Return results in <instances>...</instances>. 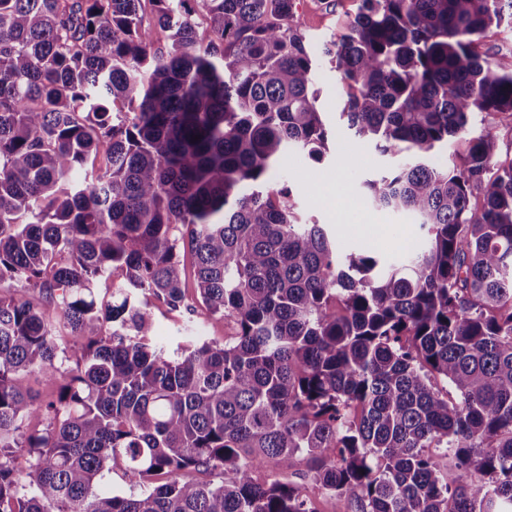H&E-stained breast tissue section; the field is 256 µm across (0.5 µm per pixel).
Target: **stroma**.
Wrapping results in <instances>:
<instances>
[{"instance_id":"35a3bbf8","label":"stroma","mask_w":512,"mask_h":512,"mask_svg":"<svg viewBox=\"0 0 512 512\" xmlns=\"http://www.w3.org/2000/svg\"><path fill=\"white\" fill-rule=\"evenodd\" d=\"M359 0H299L297 24L307 43L319 48L348 26L358 12ZM318 105L331 132L330 150L322 161L289 151L277 170L279 180L293 188L297 212L303 222L329 225L343 249L351 250L376 235V249L390 262L403 261L416 247L422 232L408 215L379 210L364 193L363 184L389 174L406 159V153L380 154L374 146L358 142L340 119L348 88L328 59H321L316 77ZM153 312V338L172 348L189 334L223 342L234 333L232 322L207 317L204 311L188 314L157 303Z\"/></svg>"}]
</instances>
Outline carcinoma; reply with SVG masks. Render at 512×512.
Instances as JSON below:
<instances>
[{
    "instance_id": "carcinoma-1",
    "label": "carcinoma",
    "mask_w": 512,
    "mask_h": 512,
    "mask_svg": "<svg viewBox=\"0 0 512 512\" xmlns=\"http://www.w3.org/2000/svg\"><path fill=\"white\" fill-rule=\"evenodd\" d=\"M504 4L359 0L318 53L295 0H0V289L38 291L84 338L59 374L53 318L0 292V512H316L255 479L305 459L357 512H512V157L467 136L512 122V58L473 49ZM321 55L354 137L408 152L364 183L426 231L400 265L342 254L272 179L288 150H329ZM455 137L459 165H433ZM187 252L197 303L235 332L169 350L149 299L191 308ZM117 465L127 491L97 492ZM488 132L497 137L502 158L512 156V131L509 121L496 116H478L469 128L467 136H477Z\"/></svg>"
}]
</instances>
